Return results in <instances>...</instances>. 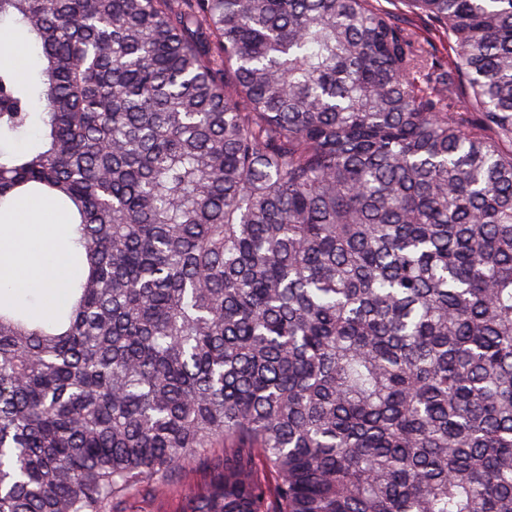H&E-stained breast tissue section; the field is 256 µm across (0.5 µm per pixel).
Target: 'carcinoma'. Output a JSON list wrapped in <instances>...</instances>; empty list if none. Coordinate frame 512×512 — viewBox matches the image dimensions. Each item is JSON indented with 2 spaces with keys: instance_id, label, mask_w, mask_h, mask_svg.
<instances>
[{
  "instance_id": "carcinoma-1",
  "label": "carcinoma",
  "mask_w": 512,
  "mask_h": 512,
  "mask_svg": "<svg viewBox=\"0 0 512 512\" xmlns=\"http://www.w3.org/2000/svg\"><path fill=\"white\" fill-rule=\"evenodd\" d=\"M389 2L0 0V512H512V0ZM54 212L43 199H21L10 212L0 215V288L32 291L26 298L30 309L50 316L53 299L40 291H54L61 285L71 224L65 216L49 222ZM184 508V499L174 495L146 498L137 504L139 512H179Z\"/></svg>"
}]
</instances>
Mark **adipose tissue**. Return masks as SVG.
I'll use <instances>...</instances> for the list:
<instances>
[{
    "instance_id": "adipose-tissue-1",
    "label": "adipose tissue",
    "mask_w": 512,
    "mask_h": 512,
    "mask_svg": "<svg viewBox=\"0 0 512 512\" xmlns=\"http://www.w3.org/2000/svg\"><path fill=\"white\" fill-rule=\"evenodd\" d=\"M43 199L17 201L0 215V288L54 291L66 268L71 225Z\"/></svg>"
}]
</instances>
